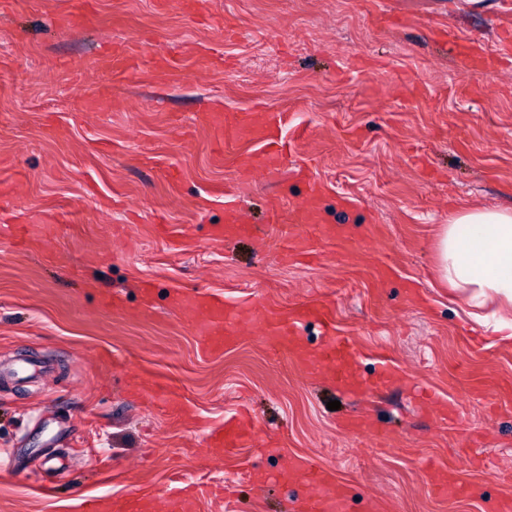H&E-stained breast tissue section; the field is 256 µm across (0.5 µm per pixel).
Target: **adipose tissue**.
Wrapping results in <instances>:
<instances>
[{"instance_id":"adipose-tissue-1","label":"adipose tissue","mask_w":512,"mask_h":512,"mask_svg":"<svg viewBox=\"0 0 512 512\" xmlns=\"http://www.w3.org/2000/svg\"><path fill=\"white\" fill-rule=\"evenodd\" d=\"M438 272L460 291L472 320L512 343V209L473 207L450 216Z\"/></svg>"}]
</instances>
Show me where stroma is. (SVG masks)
I'll return each instance as SVG.
<instances>
[{
  "instance_id": "stroma-1",
  "label": "stroma",
  "mask_w": 512,
  "mask_h": 512,
  "mask_svg": "<svg viewBox=\"0 0 512 512\" xmlns=\"http://www.w3.org/2000/svg\"><path fill=\"white\" fill-rule=\"evenodd\" d=\"M201 3L0 0V512L99 497L167 512L175 490L192 512H297L295 456L334 470L348 512H490L512 498V344L467 318L437 246L456 210L512 207V52L467 69L437 33L498 51L512 0ZM120 45L143 69L111 73ZM252 110L288 115V161L263 179L243 171L259 137L197 119ZM302 167L322 185L306 257L287 219ZM232 210L252 234L214 237ZM202 295L328 305L366 392L306 373L317 322L295 350L246 325L208 351ZM383 358L405 379L370 388ZM154 382L172 402L151 401ZM240 413L254 445L207 453ZM357 415L388 445L345 431ZM425 459L469 495H434Z\"/></svg>"
}]
</instances>
